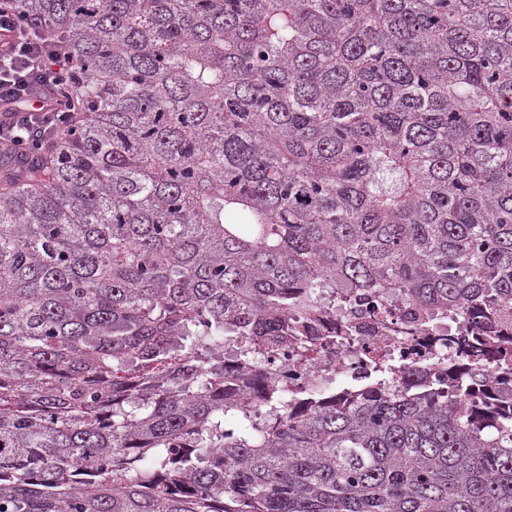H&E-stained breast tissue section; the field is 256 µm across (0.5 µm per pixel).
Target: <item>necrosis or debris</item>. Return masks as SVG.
Masks as SVG:
<instances>
[{
	"mask_svg": "<svg viewBox=\"0 0 512 512\" xmlns=\"http://www.w3.org/2000/svg\"><path fill=\"white\" fill-rule=\"evenodd\" d=\"M412 311V303L400 294L376 288L354 300L329 296L321 309L320 336L310 351L292 349L263 359L262 365L304 387L330 382L357 386L373 379L382 366L395 376L406 368L445 375L447 339L478 334L480 324L461 312L450 313L444 326L432 319L415 322Z\"/></svg>",
	"mask_w": 512,
	"mask_h": 512,
	"instance_id": "1",
	"label": "necrosis or debris"
}]
</instances>
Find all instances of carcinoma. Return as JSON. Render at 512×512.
<instances>
[{"instance_id":"cac0c4a2","label":"carcinoma","mask_w":512,"mask_h":512,"mask_svg":"<svg viewBox=\"0 0 512 512\" xmlns=\"http://www.w3.org/2000/svg\"><path fill=\"white\" fill-rule=\"evenodd\" d=\"M13 4L77 118L0 152V512H512L500 337L388 389L224 362L324 288L512 319V0Z\"/></svg>"}]
</instances>
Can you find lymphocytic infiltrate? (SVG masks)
<instances>
[{"label":"lymphocytic infiltrate","instance_id":"f902f5d3","mask_svg":"<svg viewBox=\"0 0 512 512\" xmlns=\"http://www.w3.org/2000/svg\"><path fill=\"white\" fill-rule=\"evenodd\" d=\"M72 67L51 34L0 0V143L24 155L59 135Z\"/></svg>","mask_w":512,"mask_h":512}]
</instances>
